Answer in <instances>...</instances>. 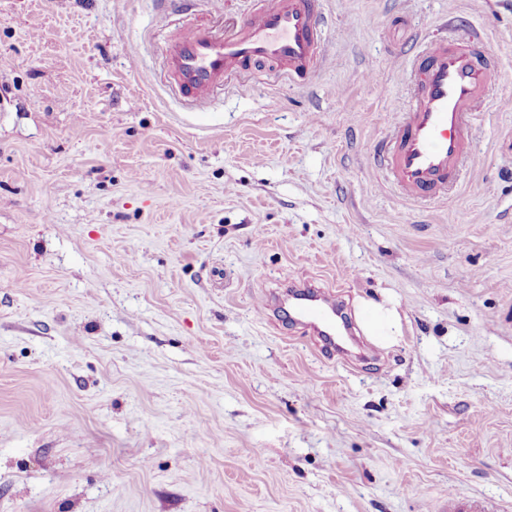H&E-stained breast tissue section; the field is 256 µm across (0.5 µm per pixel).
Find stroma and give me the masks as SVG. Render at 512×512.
Instances as JSON below:
<instances>
[{"label":"stroma","instance_id":"stroma-1","mask_svg":"<svg viewBox=\"0 0 512 512\" xmlns=\"http://www.w3.org/2000/svg\"><path fill=\"white\" fill-rule=\"evenodd\" d=\"M329 62L162 80L153 0H0V512H512V0H322ZM499 60L479 160L373 161L444 15ZM393 305L346 364L261 294ZM369 320L365 325L369 336L380 345H389L395 342L399 333V316L394 309L382 304L370 302L367 304Z\"/></svg>","mask_w":512,"mask_h":512}]
</instances>
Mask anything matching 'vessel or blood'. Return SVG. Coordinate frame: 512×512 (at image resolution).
I'll return each instance as SVG.
<instances>
[{
  "mask_svg": "<svg viewBox=\"0 0 512 512\" xmlns=\"http://www.w3.org/2000/svg\"><path fill=\"white\" fill-rule=\"evenodd\" d=\"M178 7L189 20L166 42L169 78L192 106L203 109L225 79L276 66L294 84L310 83L326 61L318 0H255L238 29L220 33L191 21L197 0H157ZM497 61L479 35L426 41L413 58L409 108L377 156L387 178L405 198L435 200L459 179L461 160H475L471 130L490 110L489 89ZM288 317L328 342L341 328L334 290L312 280L289 283Z\"/></svg>",
  "mask_w": 512,
  "mask_h": 512,
  "instance_id": "b4317fda",
  "label": "vessel or blood"
}]
</instances>
